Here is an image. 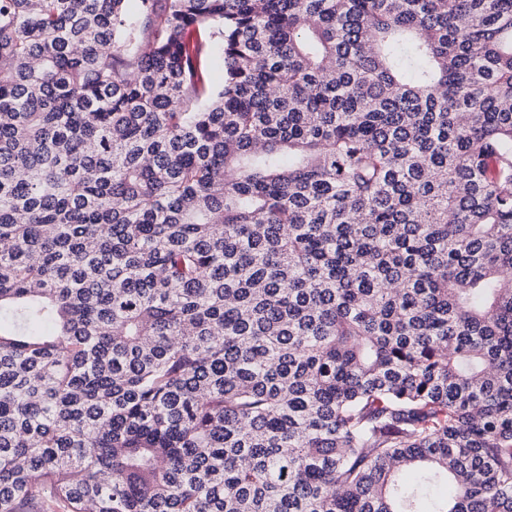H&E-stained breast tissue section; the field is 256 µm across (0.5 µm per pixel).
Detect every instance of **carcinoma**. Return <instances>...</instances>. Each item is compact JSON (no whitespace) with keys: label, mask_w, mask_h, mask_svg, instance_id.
Returning <instances> with one entry per match:
<instances>
[{"label":"carcinoma","mask_w":512,"mask_h":512,"mask_svg":"<svg viewBox=\"0 0 512 512\" xmlns=\"http://www.w3.org/2000/svg\"><path fill=\"white\" fill-rule=\"evenodd\" d=\"M127 2L0 0V512H512V0Z\"/></svg>","instance_id":"obj_1"}]
</instances>
